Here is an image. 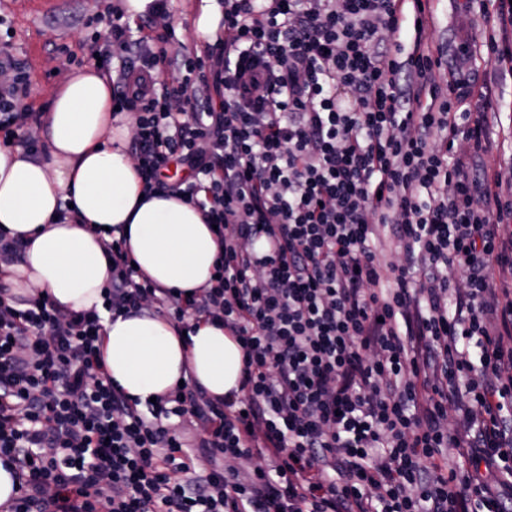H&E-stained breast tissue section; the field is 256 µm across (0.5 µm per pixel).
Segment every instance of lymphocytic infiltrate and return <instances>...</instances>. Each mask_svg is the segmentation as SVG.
Listing matches in <instances>:
<instances>
[{
    "mask_svg": "<svg viewBox=\"0 0 512 512\" xmlns=\"http://www.w3.org/2000/svg\"><path fill=\"white\" fill-rule=\"evenodd\" d=\"M223 6L221 36L192 48L109 13L101 61L134 114L129 154L148 188L216 225L221 252L182 298L106 242L98 311L0 279L9 512H512V199L471 164L489 145L472 85L451 100L432 82L441 50L411 22L424 0ZM491 21L487 51L512 72V0ZM1 73L0 132L22 142L32 81L4 47ZM143 312L223 323L239 394L125 395L102 316ZM191 419L193 453L175 431Z\"/></svg>",
    "mask_w": 512,
    "mask_h": 512,
    "instance_id": "1",
    "label": "lymphocytic infiltrate"
}]
</instances>
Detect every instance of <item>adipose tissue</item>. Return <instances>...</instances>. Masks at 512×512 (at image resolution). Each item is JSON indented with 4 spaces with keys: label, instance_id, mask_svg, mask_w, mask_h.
<instances>
[{
    "label": "adipose tissue",
    "instance_id": "ef3b65f1",
    "mask_svg": "<svg viewBox=\"0 0 512 512\" xmlns=\"http://www.w3.org/2000/svg\"><path fill=\"white\" fill-rule=\"evenodd\" d=\"M130 126L113 115L111 88L89 67L53 92L41 158L0 147V230L25 244L21 262L5 268L15 293L44 296L64 312L101 305L107 227L127 237L131 257L160 286L184 294L210 282L220 249L212 225L192 204L146 190L126 150ZM100 351L113 382L142 401L183 381L221 399L239 392L244 374L239 342L204 320L185 331L157 314L108 318Z\"/></svg>",
    "mask_w": 512,
    "mask_h": 512
}]
</instances>
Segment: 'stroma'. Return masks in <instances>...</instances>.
<instances>
[{
    "mask_svg": "<svg viewBox=\"0 0 512 512\" xmlns=\"http://www.w3.org/2000/svg\"><path fill=\"white\" fill-rule=\"evenodd\" d=\"M110 2L59 0L49 7L37 0H0V15L13 28L11 52L26 65L33 83L31 97L23 102L34 114L31 140L41 139L54 89L74 69L89 65L92 48L106 42L108 26L101 16ZM197 5L198 0H168L166 14L153 16L147 36L171 32L187 46L203 44L196 31ZM428 6L431 23L426 35L443 53L441 67L432 74L435 83L445 85L453 75L487 87L485 99L470 98L471 111H495L502 121L512 120V74L496 69L485 48L490 35L485 17L495 12V0H429ZM58 44L68 45V52L56 53Z\"/></svg>",
    "mask_w": 512,
    "mask_h": 512,
    "instance_id": "obj_1",
    "label": "stroma"
}]
</instances>
